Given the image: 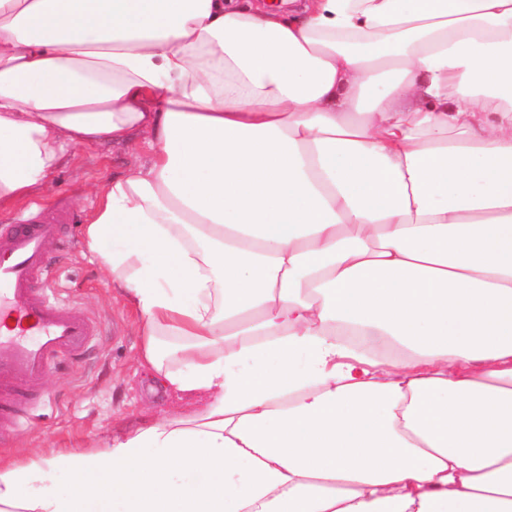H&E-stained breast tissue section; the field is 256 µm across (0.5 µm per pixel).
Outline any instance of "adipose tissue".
I'll return each mask as SVG.
<instances>
[{
    "mask_svg": "<svg viewBox=\"0 0 512 512\" xmlns=\"http://www.w3.org/2000/svg\"><path fill=\"white\" fill-rule=\"evenodd\" d=\"M289 3L0 0V214L146 152L83 247L198 405L0 512H512V0Z\"/></svg>",
    "mask_w": 512,
    "mask_h": 512,
    "instance_id": "1",
    "label": "adipose tissue"
}]
</instances>
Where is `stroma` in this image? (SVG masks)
Wrapping results in <instances>:
<instances>
[{"instance_id": "stroma-1", "label": "stroma", "mask_w": 512, "mask_h": 512, "mask_svg": "<svg viewBox=\"0 0 512 512\" xmlns=\"http://www.w3.org/2000/svg\"><path fill=\"white\" fill-rule=\"evenodd\" d=\"M131 160L127 150L109 145L68 150L55 183L36 196L40 213L57 208L74 216L49 260L58 293L80 307L99 328L87 357L63 362L47 376L49 399L37 404L14 433L0 440V459H27L60 449H84L108 431L185 411V402L155 389L151 371L139 357V316L108 285L105 273L84 257L81 232L94 208L96 191Z\"/></svg>"}]
</instances>
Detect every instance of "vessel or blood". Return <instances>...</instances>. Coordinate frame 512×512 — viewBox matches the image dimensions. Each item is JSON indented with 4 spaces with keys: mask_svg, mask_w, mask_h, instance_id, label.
<instances>
[{
    "mask_svg": "<svg viewBox=\"0 0 512 512\" xmlns=\"http://www.w3.org/2000/svg\"><path fill=\"white\" fill-rule=\"evenodd\" d=\"M61 224L23 213L0 235V437L31 399L43 396L56 364L80 359L98 334L97 324L52 286L45 258Z\"/></svg>",
    "mask_w": 512,
    "mask_h": 512,
    "instance_id": "1",
    "label": "vessel or blood"
}]
</instances>
